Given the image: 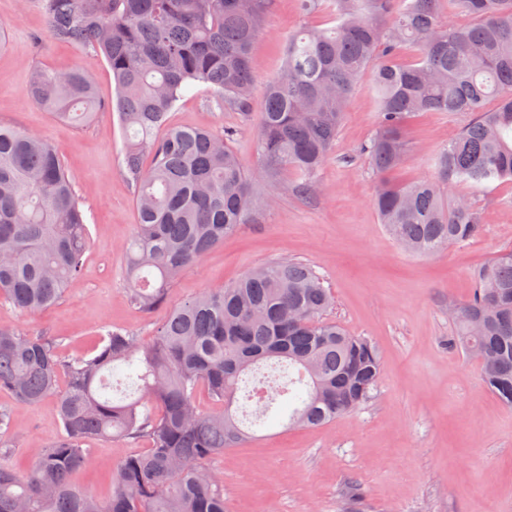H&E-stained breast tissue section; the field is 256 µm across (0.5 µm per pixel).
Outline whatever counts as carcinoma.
I'll list each match as a JSON object with an SVG mask.
<instances>
[{
	"label": "carcinoma",
	"instance_id": "carcinoma-1",
	"mask_svg": "<svg viewBox=\"0 0 512 512\" xmlns=\"http://www.w3.org/2000/svg\"><path fill=\"white\" fill-rule=\"evenodd\" d=\"M298 2L327 26L295 30L283 72L268 84L256 138L266 177L303 196L320 189L347 103L367 74L377 130L360 154L377 178L380 223L417 255L480 237V210L450 198L448 187L512 182V0ZM271 4L39 0L57 40L91 49L112 71L111 109L127 133L124 167L136 193L137 224L123 245L128 300L144 313L166 305L184 270L268 205L230 147L236 131L171 126L168 115L205 84L249 116L252 48ZM28 93L78 125L102 109L81 67L35 70ZM424 112L471 119L430 154L432 176L396 182L391 175L411 151L403 130ZM89 242L55 148L0 124V297L22 314L59 302ZM331 304L313 266L281 259L170 310L148 340L112 329L100 347L66 359L48 338L0 328V390L30 405L56 397L62 427L20 471L5 439L12 417L0 408V512H225L224 484L209 462L252 435L232 410L246 376L264 365L288 373L284 384L263 381L255 415L285 398L289 425L302 428L348 415L376 387L377 348L328 319ZM449 316L450 346L475 357L489 390L512 407V249L477 270L471 296ZM91 439L150 445L119 460L105 500L71 481L93 466Z\"/></svg>",
	"mask_w": 512,
	"mask_h": 512
}]
</instances>
